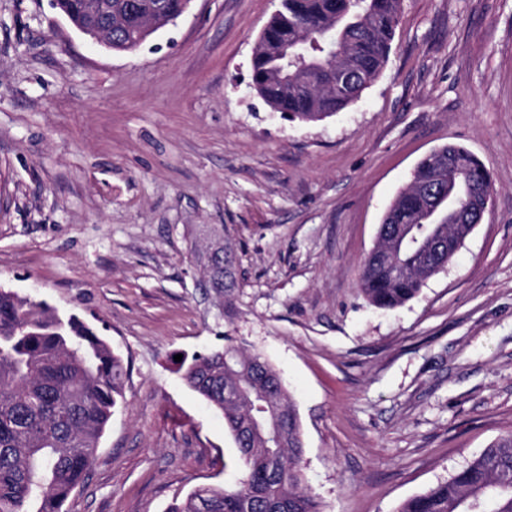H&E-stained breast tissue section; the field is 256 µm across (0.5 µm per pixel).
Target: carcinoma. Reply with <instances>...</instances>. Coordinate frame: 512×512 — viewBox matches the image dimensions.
Listing matches in <instances>:
<instances>
[{
	"label": "carcinoma",
	"instance_id": "obj_1",
	"mask_svg": "<svg viewBox=\"0 0 512 512\" xmlns=\"http://www.w3.org/2000/svg\"><path fill=\"white\" fill-rule=\"evenodd\" d=\"M184 0H110L113 49L136 45L142 22L155 13L178 15ZM402 0H283L260 37L252 81L262 99L294 121L341 112L385 67ZM352 78L340 93L336 70ZM493 179L467 148L448 145L425 155L414 181L395 199L365 258L358 286L371 305L394 309L416 297L424 281L448 265L470 231L456 224L438 254L421 259L407 244L397 257L411 273L396 277L383 241L396 224L431 222L434 201L448 197L466 213L492 197ZM212 288L224 272L201 262ZM126 368L108 340L76 314L61 315L0 289V512H62L99 449L124 400ZM261 355L228 344L196 355L183 371L187 386L224 416L243 476L233 489L203 486L167 512H321L302 470L298 412L285 385ZM512 433L485 448L448 481L403 503L397 512H512Z\"/></svg>",
	"mask_w": 512,
	"mask_h": 512
}]
</instances>
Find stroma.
I'll return each mask as SVG.
<instances>
[{"instance_id": "obj_1", "label": "stroma", "mask_w": 512, "mask_h": 512, "mask_svg": "<svg viewBox=\"0 0 512 512\" xmlns=\"http://www.w3.org/2000/svg\"><path fill=\"white\" fill-rule=\"evenodd\" d=\"M279 0H192L132 52L51 0H0V288L93 323L128 374L64 512H166L242 477L221 413L175 355L225 338L298 405L323 512H396L512 431V0H403L360 100L283 119L251 67ZM448 143L492 204L448 266L393 310L360 266L422 157ZM237 283L205 287L207 228Z\"/></svg>"}]
</instances>
